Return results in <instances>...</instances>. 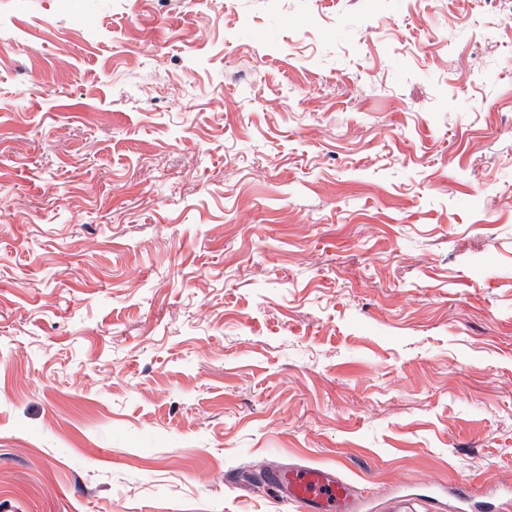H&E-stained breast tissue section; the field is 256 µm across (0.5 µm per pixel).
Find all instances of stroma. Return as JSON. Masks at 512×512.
Returning <instances> with one entry per match:
<instances>
[{
  "label": "stroma",
  "instance_id": "35a3bbf8",
  "mask_svg": "<svg viewBox=\"0 0 512 512\" xmlns=\"http://www.w3.org/2000/svg\"><path fill=\"white\" fill-rule=\"evenodd\" d=\"M512 491V13L0 0V512ZM276 488L279 511L359 512L363 490L336 470L323 467H289L265 473Z\"/></svg>",
  "mask_w": 512,
  "mask_h": 512
}]
</instances>
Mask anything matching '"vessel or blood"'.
Masks as SVG:
<instances>
[{"mask_svg":"<svg viewBox=\"0 0 512 512\" xmlns=\"http://www.w3.org/2000/svg\"><path fill=\"white\" fill-rule=\"evenodd\" d=\"M267 484L276 488L279 512H359L362 491L334 469L289 467L267 472ZM430 497L390 500L387 512H434Z\"/></svg>","mask_w":512,"mask_h":512,"instance_id":"1","label":"vessel or blood"}]
</instances>
